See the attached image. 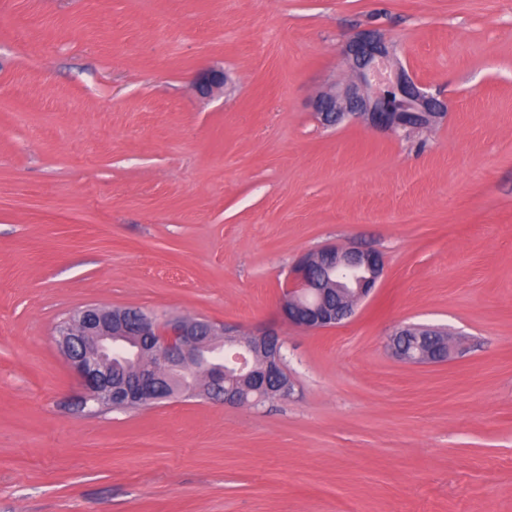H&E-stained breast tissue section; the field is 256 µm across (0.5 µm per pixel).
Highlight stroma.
Returning <instances> with one entry per match:
<instances>
[{"instance_id": "obj_1", "label": "stroma", "mask_w": 512, "mask_h": 512, "mask_svg": "<svg viewBox=\"0 0 512 512\" xmlns=\"http://www.w3.org/2000/svg\"><path fill=\"white\" fill-rule=\"evenodd\" d=\"M368 27L445 120L316 119ZM1 95L0 512H512V0H0ZM327 245L379 288L280 324ZM90 304L279 323L294 392L78 410L54 329ZM407 325L465 346L404 363ZM226 83V76L222 70L208 69L196 77L194 87L202 95H210L214 90L222 88ZM384 258L373 249L330 246L302 256L288 275L280 318L309 331L335 328L350 319L383 276ZM336 297L335 307L326 299ZM300 309L306 310L302 316Z\"/></svg>"}]
</instances>
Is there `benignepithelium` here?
<instances>
[{
	"label": "benign epithelium",
	"instance_id": "benign-epithelium-1",
	"mask_svg": "<svg viewBox=\"0 0 512 512\" xmlns=\"http://www.w3.org/2000/svg\"><path fill=\"white\" fill-rule=\"evenodd\" d=\"M344 56L354 79L319 94L312 111L323 125L353 119L396 134L428 127L446 116L447 105L429 93L396 58L376 28L358 31ZM226 83L224 72L198 74L194 87L209 95ZM384 258L373 249L330 246L302 256L288 275L280 308L282 321L309 331L335 328L350 319L383 276ZM56 344L82 389L81 406L93 402L126 409L156 398L163 385L172 396L186 392L219 395L224 403L245 405V396L286 399L293 385L278 329L266 326L245 334L233 326L188 317L154 320L133 308L87 305L56 325ZM406 363L444 362L452 349L446 333L406 327L389 341ZM127 372L113 379L112 366Z\"/></svg>",
	"mask_w": 512,
	"mask_h": 512
}]
</instances>
